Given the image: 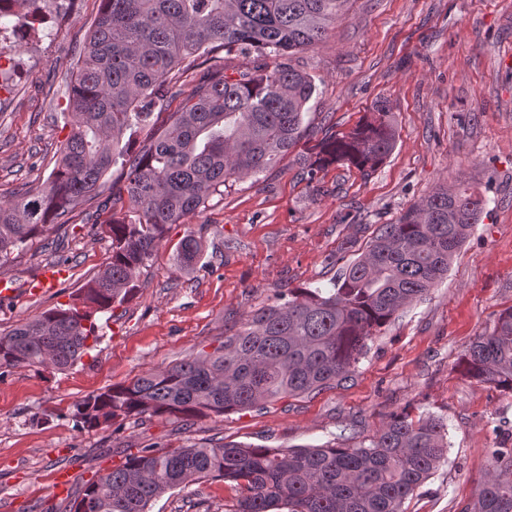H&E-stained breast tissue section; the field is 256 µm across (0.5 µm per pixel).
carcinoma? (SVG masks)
Listing matches in <instances>:
<instances>
[{"label":"carcinoma","instance_id":"cac0c4a2","mask_svg":"<svg viewBox=\"0 0 512 512\" xmlns=\"http://www.w3.org/2000/svg\"><path fill=\"white\" fill-rule=\"evenodd\" d=\"M71 76L62 113L69 137L36 191L0 203V268L51 225L73 223L77 206L119 171L100 205L112 256L77 302L0 331V371L63 369L98 342L95 315L122 304L172 224L200 213L230 180L288 159L304 138L314 79L289 63L342 19L348 0H100ZM242 55L250 65L216 63ZM214 61L183 90L195 61ZM168 113L161 127L157 116ZM398 134L387 101L349 131L310 148L309 180L332 164L369 174ZM484 197L443 185L379 225L366 250L331 288H290L288 299L249 315L213 351L151 369L76 406L82 427L143 415L186 418L245 411L320 391L357 368L368 342L448 273L480 220ZM202 245L188 233L176 265L191 271ZM470 379L512 393V307L460 358ZM448 455V426L393 414L354 444L292 449L240 442L174 450L144 448L84 485L74 512H151L168 491L205 478L241 489L228 512H406L405 502ZM467 512H512V448H493Z\"/></svg>","mask_w":512,"mask_h":512}]
</instances>
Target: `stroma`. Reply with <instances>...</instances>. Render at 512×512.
Here are the masks:
<instances>
[{
	"instance_id": "35a3bbf8",
	"label": "stroma",
	"mask_w": 512,
	"mask_h": 512,
	"mask_svg": "<svg viewBox=\"0 0 512 512\" xmlns=\"http://www.w3.org/2000/svg\"><path fill=\"white\" fill-rule=\"evenodd\" d=\"M100 0L63 15L48 0L14 57L11 95L0 98V201L43 185L70 130V68ZM61 29L57 40L45 32ZM317 91L297 153L233 182L200 213L174 224L137 282L135 295L96 314L100 339L74 366L17 367L0 376V512H70L83 486L128 455L153 447L235 441L287 449L350 443L390 414L434 416L448 425V459L410 498L408 512H464L485 477L488 448L512 429V394L468 378L458 365L475 336L512 306V0H349L324 39L292 59ZM387 100L395 149L370 174L332 165L308 179L301 154L350 130ZM464 184L486 200L480 221L423 300L400 310L340 384L216 417L167 414L77 425L76 404L132 382L233 333L242 319L291 288L331 287L379 225L394 223L440 183ZM194 232L203 260L178 271L174 254ZM112 241L98 224L47 230L0 268L15 298L0 301V329L74 302L108 262ZM68 279L34 295L27 283L47 264ZM74 480L52 487L57 471ZM236 491L220 479L175 488L152 512H226Z\"/></svg>"
}]
</instances>
